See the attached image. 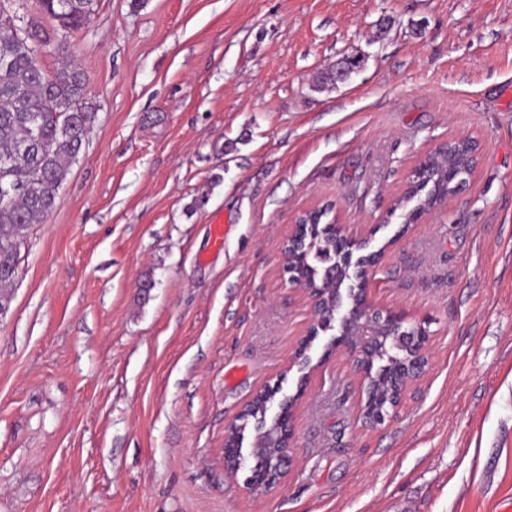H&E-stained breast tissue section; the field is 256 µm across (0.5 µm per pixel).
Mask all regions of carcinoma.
<instances>
[{"label":"carcinoma","mask_w":512,"mask_h":512,"mask_svg":"<svg viewBox=\"0 0 512 512\" xmlns=\"http://www.w3.org/2000/svg\"><path fill=\"white\" fill-rule=\"evenodd\" d=\"M95 0H39L43 15L55 22L44 27L35 18H24L27 36L11 53V61L0 62V184L19 182L22 190L0 200V305L9 307L17 274L18 247L35 224H42L61 202V189L70 166L86 143L94 114L82 107L86 77L71 50L69 37L79 31L93 12ZM46 50L57 57L54 79L45 84L31 66L30 48ZM469 174L471 164L463 155L440 158L429 172L430 185L448 186V166ZM404 223L437 203L434 193L423 198L409 192L396 204L403 209ZM332 244L323 236L313 242L308 261L321 263L324 250ZM269 444L266 462L275 464L282 449L275 432L254 431Z\"/></svg>","instance_id":"obj_1"}]
</instances>
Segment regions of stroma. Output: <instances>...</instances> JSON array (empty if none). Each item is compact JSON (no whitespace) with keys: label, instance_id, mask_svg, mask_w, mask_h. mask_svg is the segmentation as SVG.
Listing matches in <instances>:
<instances>
[{"label":"stroma","instance_id":"1","mask_svg":"<svg viewBox=\"0 0 512 512\" xmlns=\"http://www.w3.org/2000/svg\"><path fill=\"white\" fill-rule=\"evenodd\" d=\"M72 42L95 119L0 318V512H512V0H96ZM462 135L474 172L403 229L410 171ZM314 209L372 233L371 296L431 360L371 426L312 340L255 495L225 432L296 391L312 314L282 247ZM288 400H284L280 405V410L278 417L276 419L275 425L278 426V438L281 439L285 443V447L288 448L287 455L284 457L283 462L285 464L290 460V452L292 446V439L294 434V413L293 408L294 405L292 403V396H286ZM280 468L274 470L256 464L249 478L248 488L253 492H263L262 490L269 489L280 478Z\"/></svg>","mask_w":512,"mask_h":512}]
</instances>
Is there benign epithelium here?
Masks as SVG:
<instances>
[{
  "mask_svg": "<svg viewBox=\"0 0 512 512\" xmlns=\"http://www.w3.org/2000/svg\"><path fill=\"white\" fill-rule=\"evenodd\" d=\"M469 150L476 157V145L466 137L453 138L437 148L433 154L419 162L426 167L435 157L448 154L452 147ZM312 225L296 221L283 245L285 259L302 256L310 246ZM333 241V256L322 269L325 282L332 285L334 303L323 312L324 297L308 287L309 277L295 272L286 263L284 273L288 282L306 289L312 303L313 320L309 332L327 329L336 323V336L331 346L337 352L353 358L355 368L365 382L358 400L360 418L371 425H379L392 417L401 406L408 387L420 377L429 363L428 338L425 326L410 327L407 314L402 310L379 307L371 297L369 274L377 266L383 249L370 250L371 235L357 232L348 224H327ZM391 350L402 351L406 361L394 366L384 359ZM294 405L286 399L280 405L276 425L278 438L285 447L292 448L294 434ZM281 470L255 466L248 486L260 492L275 484Z\"/></svg>",
  "mask_w": 512,
  "mask_h": 512,
  "instance_id": "obj_1",
  "label": "benign epithelium"
}]
</instances>
